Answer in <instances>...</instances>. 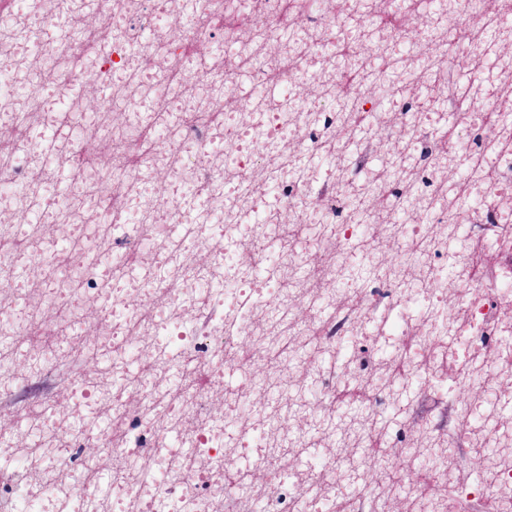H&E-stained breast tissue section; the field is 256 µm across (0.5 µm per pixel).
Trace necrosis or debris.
<instances>
[{"mask_svg": "<svg viewBox=\"0 0 512 512\" xmlns=\"http://www.w3.org/2000/svg\"><path fill=\"white\" fill-rule=\"evenodd\" d=\"M84 5L42 0L39 19L0 18V128L19 134L0 152V400L16 403L29 436L21 446L0 432V512H382L405 483L397 472L368 481L387 458L419 453L444 481L442 451L500 443L511 451L484 481L428 512L463 501L512 512V428H486L491 402L512 406L496 388L512 371V96L499 85L512 62L486 80L512 37L504 12L484 0H305L293 29L285 0H239L240 36L224 23L227 0H193L174 35L175 0H95L112 27L103 52L98 30L76 25ZM414 11L438 53L404 55ZM352 18L374 54L353 40ZM52 23L66 40L50 38ZM218 37L223 62L196 65L192 48ZM34 53L39 75L18 85ZM90 74L101 112L125 107L122 123L87 128L68 92ZM349 83L359 95L344 94ZM443 110L455 116L445 126ZM44 127L62 130L57 160L76 174L62 196L45 189L33 136ZM381 132L391 164L375 169ZM186 184L196 205L180 200ZM456 240L464 248L449 251ZM90 250L102 269L82 265ZM385 342L397 374L381 386L371 352ZM94 360L106 364L98 378L85 371ZM21 361L35 381L65 372L68 408L26 401L12 375ZM228 373L241 385L225 389ZM414 386L426 401H394ZM285 419L310 428L278 437ZM335 432L342 448L313 456ZM290 458L305 467L286 471Z\"/></svg>", "mask_w": 512, "mask_h": 512, "instance_id": "1", "label": "necrosis or debris"}]
</instances>
